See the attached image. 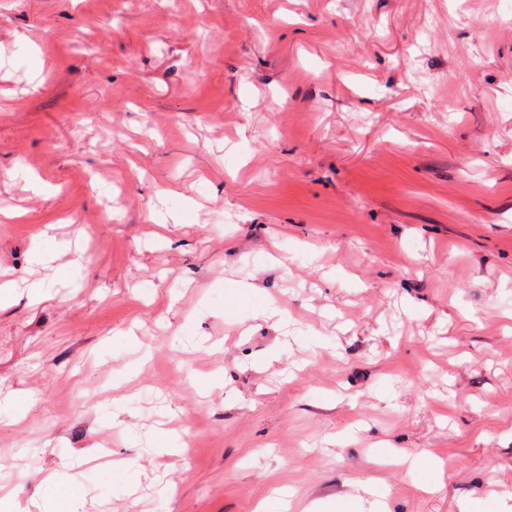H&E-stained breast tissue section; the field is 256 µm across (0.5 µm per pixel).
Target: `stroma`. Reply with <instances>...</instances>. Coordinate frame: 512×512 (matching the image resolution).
Returning <instances> with one entry per match:
<instances>
[{
	"label": "stroma",
	"instance_id": "stroma-1",
	"mask_svg": "<svg viewBox=\"0 0 512 512\" xmlns=\"http://www.w3.org/2000/svg\"><path fill=\"white\" fill-rule=\"evenodd\" d=\"M502 4L0 0L11 512L51 475L82 512H254L283 487L289 512H372L371 495L347 501L366 481L390 512H497L512 496ZM403 450L442 461L439 491Z\"/></svg>",
	"mask_w": 512,
	"mask_h": 512
}]
</instances>
